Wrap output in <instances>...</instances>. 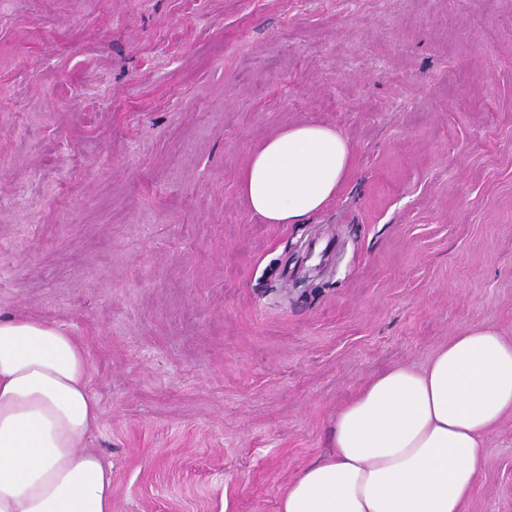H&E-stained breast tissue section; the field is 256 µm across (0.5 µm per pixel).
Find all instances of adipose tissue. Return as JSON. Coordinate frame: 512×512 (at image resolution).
Instances as JSON below:
<instances>
[{
	"label": "adipose tissue",
	"mask_w": 512,
	"mask_h": 512,
	"mask_svg": "<svg viewBox=\"0 0 512 512\" xmlns=\"http://www.w3.org/2000/svg\"><path fill=\"white\" fill-rule=\"evenodd\" d=\"M351 147L319 123L282 129L239 179L249 210L301 224L331 201ZM82 343L63 327L0 319V512H112V467L90 448L101 407ZM512 414V340L474 326L425 368L396 365L336 411L330 455L305 467L277 512H462L482 437Z\"/></svg>",
	"instance_id": "adipose-tissue-1"
}]
</instances>
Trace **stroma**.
<instances>
[{
  "label": "stroma",
  "instance_id": "stroma-1",
  "mask_svg": "<svg viewBox=\"0 0 512 512\" xmlns=\"http://www.w3.org/2000/svg\"><path fill=\"white\" fill-rule=\"evenodd\" d=\"M306 122L352 170L265 223ZM0 314L83 343L112 512H276L368 378L512 338V0H0ZM464 512H512V415ZM351 161L349 143L333 128L290 126L254 149L240 175V195L268 224H303L336 196Z\"/></svg>",
  "mask_w": 512,
  "mask_h": 512
}]
</instances>
